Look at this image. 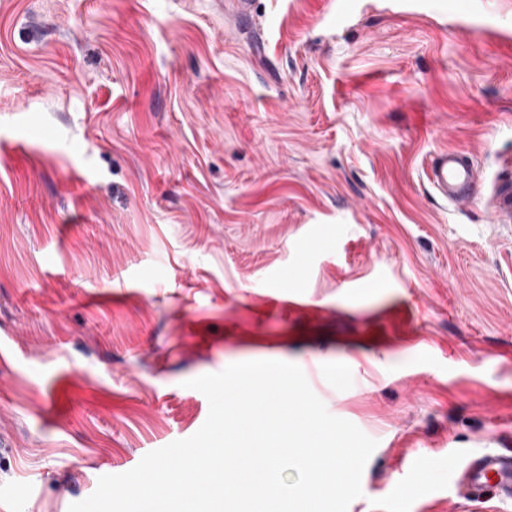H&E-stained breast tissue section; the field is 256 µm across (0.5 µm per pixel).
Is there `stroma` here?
I'll return each mask as SVG.
<instances>
[{"mask_svg":"<svg viewBox=\"0 0 512 512\" xmlns=\"http://www.w3.org/2000/svg\"><path fill=\"white\" fill-rule=\"evenodd\" d=\"M509 178L512 0H0V512H68L254 360L376 440L348 512H472L469 458L512 455ZM426 177L436 196L461 206L474 200L475 186L481 174L469 155L448 149L431 160ZM494 220L498 224L512 223V182H501L494 186Z\"/></svg>","mask_w":512,"mask_h":512,"instance_id":"1","label":"stroma"}]
</instances>
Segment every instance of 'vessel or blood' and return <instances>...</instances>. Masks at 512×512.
I'll return each instance as SVG.
<instances>
[{
    "label": "vessel or blood",
    "mask_w": 512,
    "mask_h": 512,
    "mask_svg": "<svg viewBox=\"0 0 512 512\" xmlns=\"http://www.w3.org/2000/svg\"><path fill=\"white\" fill-rule=\"evenodd\" d=\"M426 177L436 196L461 206L473 201L481 174L469 155L448 149L432 159ZM493 196L495 222L511 224L512 182L496 184ZM459 480L466 486L471 503L481 504L490 497L512 501V456L488 453L474 457L464 467Z\"/></svg>",
    "instance_id": "obj_1"
}]
</instances>
